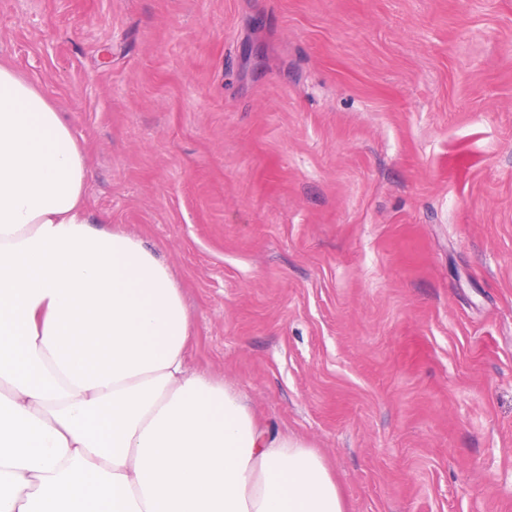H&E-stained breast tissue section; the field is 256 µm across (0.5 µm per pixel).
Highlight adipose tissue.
<instances>
[{"label": "adipose tissue", "mask_w": 512, "mask_h": 512, "mask_svg": "<svg viewBox=\"0 0 512 512\" xmlns=\"http://www.w3.org/2000/svg\"><path fill=\"white\" fill-rule=\"evenodd\" d=\"M62 112L0 65V512H346L323 457L189 372L169 266L94 226Z\"/></svg>", "instance_id": "adipose-tissue-1"}]
</instances>
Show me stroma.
Segmentation results:
<instances>
[{
    "label": "stroma",
    "mask_w": 512,
    "mask_h": 512,
    "mask_svg": "<svg viewBox=\"0 0 512 512\" xmlns=\"http://www.w3.org/2000/svg\"><path fill=\"white\" fill-rule=\"evenodd\" d=\"M0 63L347 512H512V0H0Z\"/></svg>",
    "instance_id": "stroma-1"
}]
</instances>
